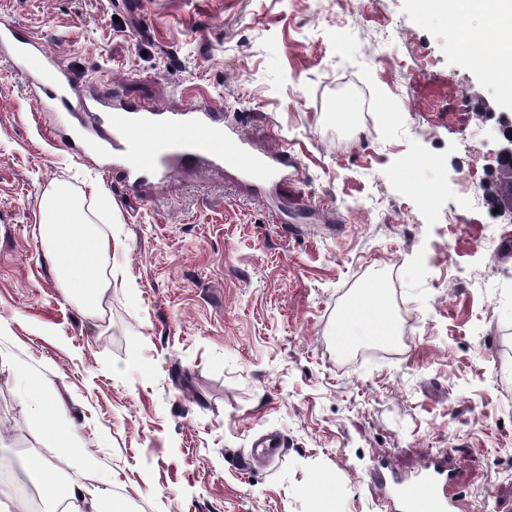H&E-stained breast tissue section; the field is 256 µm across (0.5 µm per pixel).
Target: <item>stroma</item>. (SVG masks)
I'll list each match as a JSON object with an SVG mask.
<instances>
[{"label": "stroma", "mask_w": 512, "mask_h": 512, "mask_svg": "<svg viewBox=\"0 0 512 512\" xmlns=\"http://www.w3.org/2000/svg\"><path fill=\"white\" fill-rule=\"evenodd\" d=\"M105 98L223 104L225 131L295 155L269 193L198 166L117 206L105 323L68 301L38 233L64 151L0 64V451L54 458L15 365L75 428L64 482L109 474L129 512H395L373 484L452 468L456 512H512V223L477 207L490 75L414 0H0ZM135 281L136 291L123 288ZM385 283L393 334L339 347ZM283 441L256 463V439Z\"/></svg>", "instance_id": "obj_1"}]
</instances>
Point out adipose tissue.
<instances>
[{
	"mask_svg": "<svg viewBox=\"0 0 512 512\" xmlns=\"http://www.w3.org/2000/svg\"><path fill=\"white\" fill-rule=\"evenodd\" d=\"M419 9L446 15L451 30L468 33V22L479 14L487 25L473 40L480 57L489 59L497 75L501 98L512 100V0H415ZM39 233L47 243L46 256L67 298L90 319L101 321L112 295V255L122 243L113 229L102 228L98 219L112 211V200L98 185L77 191L55 183L39 200ZM336 333L344 341L390 335L389 325L374 326L362 302H354L339 322ZM75 433L56 429L52 441L56 462L31 460L30 480L41 487L55 485L59 461L69 458ZM95 491L72 483L64 491L63 512H127L124 502L113 497L108 477L97 479Z\"/></svg>",
	"mask_w": 512,
	"mask_h": 512,
	"instance_id": "1",
	"label": "adipose tissue"
}]
</instances>
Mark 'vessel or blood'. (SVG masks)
I'll use <instances>...</instances> for the list:
<instances>
[{"instance_id":"vessel-or-blood-1","label":"vessel or blood","mask_w":512,"mask_h":512,"mask_svg":"<svg viewBox=\"0 0 512 512\" xmlns=\"http://www.w3.org/2000/svg\"><path fill=\"white\" fill-rule=\"evenodd\" d=\"M0 63L20 76L29 98L37 104L54 111L96 114L95 137H88L85 128L76 125L62 136L61 144L69 150L93 144L103 172L117 177L119 197L124 203L140 199L144 187L163 182L178 171L224 162L221 107L189 106L168 111L138 101L73 97V73L57 66L56 55L44 38L11 20L0 22ZM200 123L215 128L217 136L212 142L194 139L193 129ZM146 127L157 131L156 141L147 143L139 138V130ZM232 152L239 176L261 189L270 187L271 176L299 171L296 158L283 150L259 153L237 138ZM447 479V471L431 462L417 473L412 484L396 485L393 493L403 512H449L444 493Z\"/></svg>"}]
</instances>
